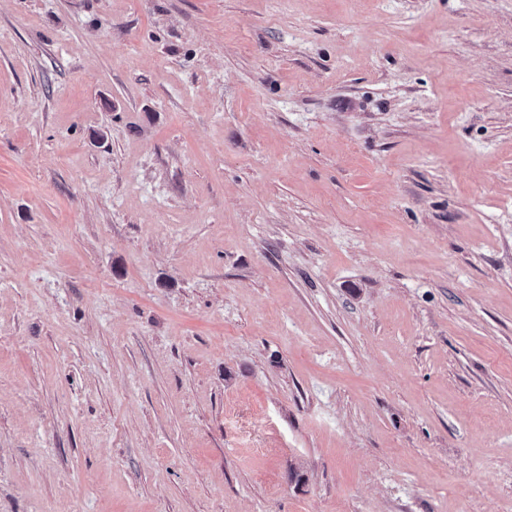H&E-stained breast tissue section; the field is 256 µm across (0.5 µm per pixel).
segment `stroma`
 I'll use <instances>...</instances> for the list:
<instances>
[{
    "label": "stroma",
    "instance_id": "1",
    "mask_svg": "<svg viewBox=\"0 0 512 512\" xmlns=\"http://www.w3.org/2000/svg\"><path fill=\"white\" fill-rule=\"evenodd\" d=\"M0 512H512V0H0Z\"/></svg>",
    "mask_w": 512,
    "mask_h": 512
}]
</instances>
